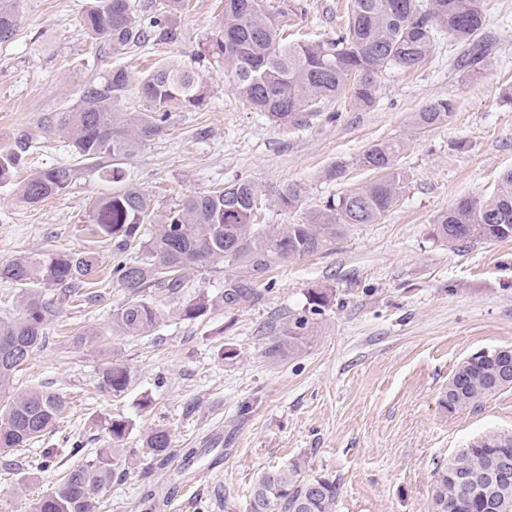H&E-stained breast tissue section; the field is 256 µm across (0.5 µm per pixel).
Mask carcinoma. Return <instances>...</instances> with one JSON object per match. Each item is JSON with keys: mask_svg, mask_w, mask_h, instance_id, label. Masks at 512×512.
<instances>
[{"mask_svg": "<svg viewBox=\"0 0 512 512\" xmlns=\"http://www.w3.org/2000/svg\"><path fill=\"white\" fill-rule=\"evenodd\" d=\"M349 0L347 22L336 33L290 41L288 18L306 13L302 0H224V12L206 44L204 59L224 70L234 93L275 122L299 125L319 112L328 99L345 96L359 108L377 99L380 74L389 69L414 70L428 59L437 40L448 37L467 48L457 64L473 78L488 67L487 48L480 33L486 22L484 0ZM186 0H150L136 8L135 0H90L81 18L83 28L102 55L137 50L149 44L175 46L181 33L173 25ZM18 28L13 0H0V44L12 41ZM146 103L142 112H119L117 103L129 92ZM207 96L189 65L173 55L148 74L136 78L125 68L86 81L76 104L47 112L41 130L64 139L76 164L41 170L18 190L31 205L67 191L85 169H94L114 182L124 180V161L144 144L163 135L172 108H199ZM454 109L450 99L424 105L411 117L417 130L436 127ZM32 147L31 133L22 130L0 147V184L11 181L14 169ZM399 140L372 145L358 163L371 171V180L341 196L327 199L301 224L276 227L253 223L259 199L255 184L237 179L220 190L185 196L168 210L152 208L147 193L134 185L104 196L89 214L92 234L112 243L117 263L112 269L128 300L112 311V334L149 336L160 319L156 304L143 300L152 292L174 293L198 267L220 268L223 286L203 290L183 309L196 319L209 312L226 314L259 302L257 285L277 261L302 259L330 250L349 224H376L394 204L406 181L398 166ZM300 191L289 186L278 192L285 209L296 207ZM439 239L450 245L512 238V171L504 173L492 196L460 200L439 215ZM136 244L138 261L122 255ZM99 269L93 251H51L36 258L19 256L0 263V280L22 286L20 313L0 317V342L18 345V360L0 361V394L9 395L0 410V454L39 440L51 432L66 407L63 395L43 388L13 393L15 375L47 342L48 330L67 308L96 298L90 291ZM53 288L51 296L43 287ZM333 292L308 290L306 305L288 316L269 337L266 354L276 359L296 354L313 332L318 316L330 305ZM133 383L132 370L119 360L98 373V386L118 396ZM512 387V346L470 356L458 364L442 398L450 413L472 408ZM132 423L112 418L108 432L112 447L84 455L69 449L80 462L35 503V512H97L99 493L112 479L134 465L136 452L121 447ZM143 453L164 461L172 454L170 431L154 427L141 439ZM512 464V431L489 430L456 450L434 473L432 512H512V480L497 476L500 462ZM340 490L336 479L309 475L305 461L294 459L257 474L250 512H332Z\"/></svg>", "mask_w": 512, "mask_h": 512, "instance_id": "cac0c4a2", "label": "carcinoma"}]
</instances>
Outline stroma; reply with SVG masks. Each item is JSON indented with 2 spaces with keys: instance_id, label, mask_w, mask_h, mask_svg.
<instances>
[{
  "instance_id": "35a3bbf8",
  "label": "stroma",
  "mask_w": 512,
  "mask_h": 512,
  "mask_svg": "<svg viewBox=\"0 0 512 512\" xmlns=\"http://www.w3.org/2000/svg\"><path fill=\"white\" fill-rule=\"evenodd\" d=\"M295 32L330 35L346 0H305ZM89 0H15L20 25L0 45V143L34 130L33 148L11 185L0 187V262L52 250H92L99 271L95 301L65 309L46 347L14 382L63 394L67 407L58 432L15 451L0 463V512H34L77 460L67 449L110 447L111 418L132 428L125 447L166 427L174 456L166 466L144 458L113 479L99 498L101 512H142L153 493L156 512H248L256 475L303 458L313 474L340 484L332 512H432L437 465L474 437L512 429V388L473 410L454 414L441 405L457 365L484 348L512 346V238L448 247L434 222L463 198L491 195L512 170V0H485L491 64L465 80L457 46L440 40L417 70L384 72L373 107L333 100L298 126L282 125L239 99L222 72L197 59L215 32L219 0H189L179 14L177 48L148 46L103 59L80 24ZM179 52L192 62L209 94L198 109L176 108L169 130L143 145L124 166L156 208L238 178L261 196L260 224H299L327 198L368 177L358 159L388 139L404 143L406 173L396 203L376 224L347 226L330 251L277 263L263 299L235 314L217 311L187 320L186 301L200 289L222 287L206 268L160 306L151 336L112 335V311L126 300L112 275L109 243L92 235L89 213L116 185L84 172L68 191L30 205L14 191L40 170L70 162L57 136L35 124L46 112L72 106L85 81L123 66L138 76ZM455 108L443 124L421 132L413 112L438 99ZM344 178L331 180L334 163ZM293 184L297 208L281 210L275 193ZM311 288L334 298L303 352L272 359L265 353L271 326L300 312ZM98 328L95 345L77 336ZM236 348L234 363L221 357ZM121 360L135 379L120 396L101 391L98 373ZM149 407H141L142 396ZM196 449L194 458L185 449ZM37 468H30V461Z\"/></svg>"
}]
</instances>
